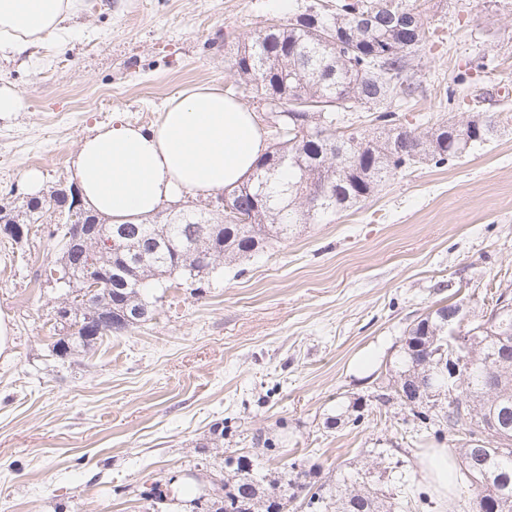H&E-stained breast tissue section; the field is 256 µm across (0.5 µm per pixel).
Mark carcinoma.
<instances>
[{"mask_svg":"<svg viewBox=\"0 0 512 512\" xmlns=\"http://www.w3.org/2000/svg\"><path fill=\"white\" fill-rule=\"evenodd\" d=\"M428 40L422 13L408 0H336L332 8L308 4L274 28L256 29L237 45L231 64L239 80L261 95L273 112L277 132L264 159L241 185L227 193L229 205L249 222L226 224L220 217L181 209L169 224H124L122 228L146 254L143 262H127L126 252L90 246L101 270L112 271V286L98 293V309L111 323L132 330L153 319L155 308L146 290L179 278L187 281L259 250L273 239H288L302 224H321L329 216L373 196L397 173L422 161L443 165L467 155L493 137L497 118L479 113L460 131L462 144L448 150V125L441 122L408 139L391 106L412 97L409 79L413 60ZM373 112L377 126H353V116ZM326 187L313 205L306 189ZM32 197L22 212L26 230L44 224L47 205L57 201ZM80 224H100L94 214L67 213L46 228L58 240ZM67 332L59 337L66 354L84 352L96 339L112 335L107 328L94 338L86 333L83 300L68 290ZM148 312V319L135 312ZM456 314L458 333L467 338L468 367L446 399L436 404L409 403L397 390L421 377L435 391L448 392V382L434 372V338L448 336L446 314ZM409 340L396 361L392 396L410 405L413 416L436 440L448 435L459 447L451 486L460 490L457 506L486 512H512V297L499 294L488 317L471 318L458 300L439 303L404 332ZM388 481L400 499L384 505L378 490L364 480L336 484L324 491L304 481L296 463L275 481H265L253 464L224 479L222 494L192 500V512H224V502L237 512H280L283 501L305 494L308 512H394L409 509L406 483L399 466H387Z\"/></svg>","mask_w":512,"mask_h":512,"instance_id":"carcinoma-1","label":"carcinoma"}]
</instances>
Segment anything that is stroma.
<instances>
[{"mask_svg":"<svg viewBox=\"0 0 512 512\" xmlns=\"http://www.w3.org/2000/svg\"><path fill=\"white\" fill-rule=\"evenodd\" d=\"M298 2L78 0L64 44L46 41L27 63L0 57V82L23 101L0 115V205L22 211L28 169L44 191L70 186L81 139L115 118L152 127L195 85L232 95L272 138L230 50ZM418 2L430 37L403 123L486 113L512 126V12ZM54 250L0 232L12 340L0 356V512H181L179 480L208 487L229 456L272 477L294 462L332 487L378 472L383 450L401 460L408 494L426 496L412 512H449L420 471L436 440L405 438L410 408L376 397L405 329L434 302L452 295L479 314L512 292V129L445 166L415 164L356 207L219 266L199 290L152 289L153 320L64 359L52 352L64 291L41 275ZM357 401L373 414L340 422Z\"/></svg>","mask_w":512,"mask_h":512,"instance_id":"stroma-1","label":"stroma"}]
</instances>
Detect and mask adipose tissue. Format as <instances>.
I'll return each instance as SVG.
<instances>
[{
  "mask_svg": "<svg viewBox=\"0 0 512 512\" xmlns=\"http://www.w3.org/2000/svg\"><path fill=\"white\" fill-rule=\"evenodd\" d=\"M76 0H0V56L63 37ZM267 150L252 112L211 86L173 96L157 125L123 120L81 140L74 179L83 204L113 223L154 216L183 195H220L244 181Z\"/></svg>",
  "mask_w": 512,
  "mask_h": 512,
  "instance_id": "1",
  "label": "adipose tissue"
}]
</instances>
